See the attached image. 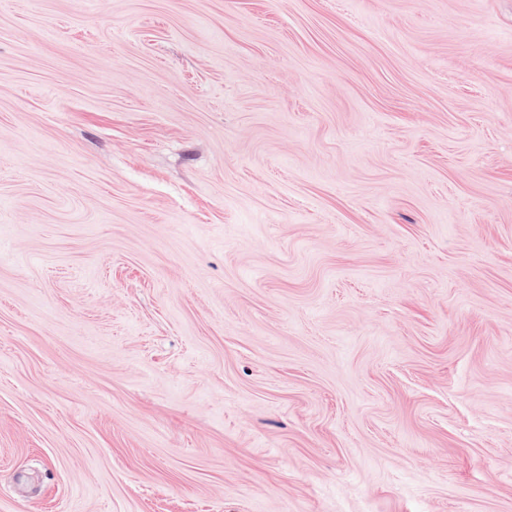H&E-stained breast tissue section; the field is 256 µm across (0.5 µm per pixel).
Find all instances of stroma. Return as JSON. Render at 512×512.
<instances>
[{"instance_id": "obj_1", "label": "stroma", "mask_w": 512, "mask_h": 512, "mask_svg": "<svg viewBox=\"0 0 512 512\" xmlns=\"http://www.w3.org/2000/svg\"><path fill=\"white\" fill-rule=\"evenodd\" d=\"M0 512H512V0H0Z\"/></svg>"}]
</instances>
